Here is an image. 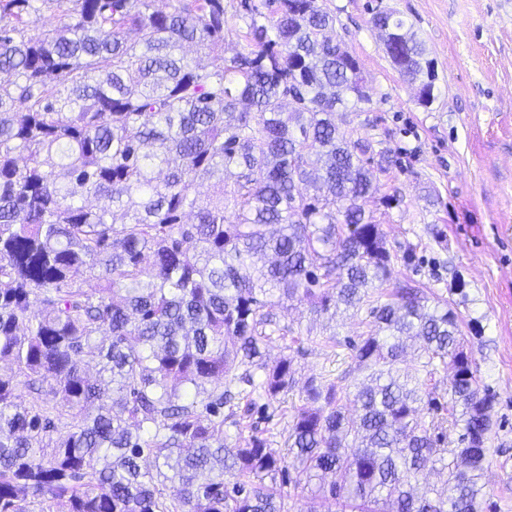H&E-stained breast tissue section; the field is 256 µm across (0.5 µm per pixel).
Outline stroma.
<instances>
[{
	"label": "stroma",
	"instance_id": "35a3bbf8",
	"mask_svg": "<svg viewBox=\"0 0 512 512\" xmlns=\"http://www.w3.org/2000/svg\"><path fill=\"white\" fill-rule=\"evenodd\" d=\"M336 40L359 61L368 111L350 112L352 139L370 142L379 195L365 205L396 255L393 279L429 288L459 320L465 352L496 399L483 478L485 512H512V0H324ZM390 9L435 61V99L422 106L394 68L370 19ZM385 163H378V156ZM401 203L387 207L383 196ZM416 256L402 261L404 252ZM269 364L292 357L296 390L255 414L272 452L284 449L287 415L312 377L353 369L349 351L312 349L314 336L343 343L372 333L365 316L328 319L296 305L280 314Z\"/></svg>",
	"mask_w": 512,
	"mask_h": 512
}]
</instances>
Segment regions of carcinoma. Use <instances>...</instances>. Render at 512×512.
Listing matches in <instances>:
<instances>
[{
  "label": "carcinoma",
  "mask_w": 512,
  "mask_h": 512,
  "mask_svg": "<svg viewBox=\"0 0 512 512\" xmlns=\"http://www.w3.org/2000/svg\"><path fill=\"white\" fill-rule=\"evenodd\" d=\"M265 5V23L245 5L254 48L226 58L224 0H0V512H287L277 473L332 512H483L495 397L448 302L391 284L413 254L366 214L368 146L336 124L370 102L358 60L320 0ZM57 10L67 22L27 36ZM370 23L407 33L400 72L432 86L406 21ZM295 301L367 305L375 332L353 387H303L277 456L224 423L293 389V359L264 357ZM440 366L446 394L426 383Z\"/></svg>",
  "instance_id": "1"
}]
</instances>
